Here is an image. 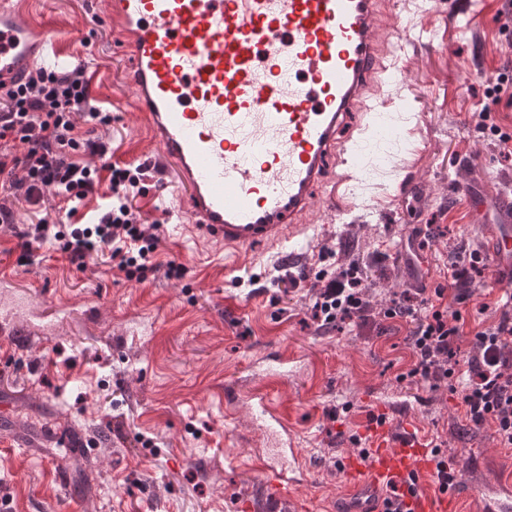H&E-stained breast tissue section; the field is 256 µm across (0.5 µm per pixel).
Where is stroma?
Instances as JSON below:
<instances>
[{
	"mask_svg": "<svg viewBox=\"0 0 512 512\" xmlns=\"http://www.w3.org/2000/svg\"><path fill=\"white\" fill-rule=\"evenodd\" d=\"M22 2L99 71L91 94L112 113L113 162L152 163L158 148L130 109L113 31L86 0ZM386 11L413 31L394 104L410 121L377 123L364 144L370 161L353 173L351 211L313 213L307 236L293 240L305 263L277 268L173 224L168 210L185 191L170 172L145 180L132 200L143 223L160 227V269L144 282L96 254L77 267L52 240L19 263L13 229H0L5 512H238L246 496L262 512H290L248 465L263 452L261 434L224 411L225 389L247 392L259 361L277 351L294 358L279 400L310 459L295 494L307 512H328L341 491L356 415L395 393L409 396L412 421L442 441L470 491L512 482V449L469 424L459 396L398 381L412 364L410 324L388 321L371 336L310 317V287L324 268H358L376 306L446 284L458 254L490 242L462 186L492 202L512 196V155L499 146L512 136V0H478L468 21L431 0H386ZM171 262L182 278L166 277Z\"/></svg>",
	"mask_w": 512,
	"mask_h": 512,
	"instance_id": "35a3bbf8",
	"label": "stroma"
}]
</instances>
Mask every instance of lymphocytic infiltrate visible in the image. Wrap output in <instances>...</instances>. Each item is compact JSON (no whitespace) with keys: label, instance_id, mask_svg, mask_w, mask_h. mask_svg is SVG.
I'll list each match as a JSON object with an SVG mask.
<instances>
[{"label":"lymphocytic infiltrate","instance_id":"obj_1","mask_svg":"<svg viewBox=\"0 0 512 512\" xmlns=\"http://www.w3.org/2000/svg\"><path fill=\"white\" fill-rule=\"evenodd\" d=\"M112 124L111 112L90 93L85 66L66 71L35 68L25 83L0 93V224L15 223L16 205L39 213L48 196L64 202L67 223L49 224L40 217L19 234L20 262H28L34 244L55 240L70 263L83 265L93 252L107 253L128 279L144 281L154 271L152 257L159 237L142 223L129 205L140 191L142 165H91L106 157L112 144L102 129ZM23 154H14L12 144ZM108 171L112 196L94 223H85L81 209L94 194L101 171ZM465 293L447 297L434 288L418 304L392 302L378 312L382 320H407L412 325L409 379L431 388L447 387L459 395L466 420L492 425L501 447H512V292L496 301L497 321L467 329L460 306ZM314 321L334 326L363 317L368 302L357 269L320 270L312 288ZM471 334L472 353L459 360L455 345Z\"/></svg>","mask_w":512,"mask_h":512}]
</instances>
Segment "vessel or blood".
I'll return each instance as SVG.
<instances>
[{
  "label": "vessel or blood",
  "instance_id": "obj_1",
  "mask_svg": "<svg viewBox=\"0 0 512 512\" xmlns=\"http://www.w3.org/2000/svg\"><path fill=\"white\" fill-rule=\"evenodd\" d=\"M383 0H88L125 48L132 106L186 189L171 210L177 223L233 250L260 248L300 261L289 243L306 235L318 201L349 207L347 168L394 100L401 73L388 47L408 27L384 19ZM76 58L20 0H0V91L36 67L63 70ZM344 173L329 179L334 164ZM490 237L498 262L512 260V199L498 205ZM287 359L273 357L247 402L277 459L258 458L268 494L290 500L308 480L307 459L274 396L288 383ZM225 392L226 414L240 402ZM401 398L358 417L365 454L341 462L347 512H461L468 492L441 489L436 460L420 430L395 428ZM479 512H512V483L484 488Z\"/></svg>",
  "mask_w": 512,
  "mask_h": 512
}]
</instances>
